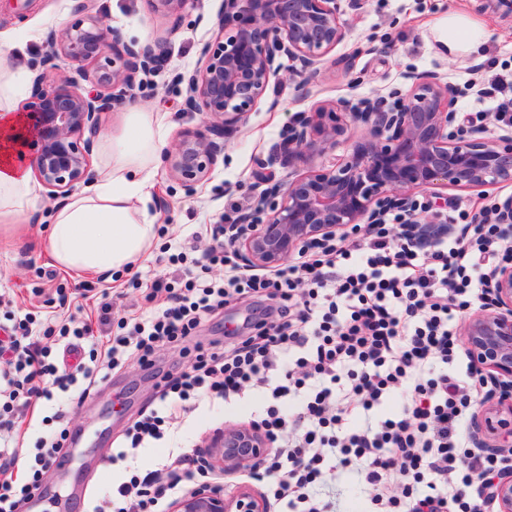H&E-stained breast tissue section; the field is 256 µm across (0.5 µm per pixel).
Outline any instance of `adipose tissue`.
Listing matches in <instances>:
<instances>
[{
    "instance_id": "obj_1",
    "label": "adipose tissue",
    "mask_w": 512,
    "mask_h": 512,
    "mask_svg": "<svg viewBox=\"0 0 512 512\" xmlns=\"http://www.w3.org/2000/svg\"><path fill=\"white\" fill-rule=\"evenodd\" d=\"M483 39L478 23L462 14L448 17L442 39L451 54L476 51ZM21 44L0 43V222L20 224L36 209L39 188L14 134L21 119L15 102L28 87ZM167 115L133 107L121 131L104 137L103 168L77 197L56 207L47 235L48 254L78 275L120 273L131 269L151 248L156 226L147 205L156 161L165 144Z\"/></svg>"
}]
</instances>
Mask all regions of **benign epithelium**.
<instances>
[{
    "label": "benign epithelium",
    "mask_w": 512,
    "mask_h": 512,
    "mask_svg": "<svg viewBox=\"0 0 512 512\" xmlns=\"http://www.w3.org/2000/svg\"><path fill=\"white\" fill-rule=\"evenodd\" d=\"M83 11L50 32L43 66L54 69L61 57L80 68L92 65L101 90L85 92L72 77L40 73L19 135L21 155L31 156L40 179L59 196L85 178L93 147L85 132L98 130L103 115L139 84V74L166 63L152 46L110 35L91 5ZM217 20L223 37L203 47V68L174 76L186 85V110L204 116L203 126L185 129L167 151L170 170L189 195L223 152L219 140L246 123L271 78L283 70L293 78L316 75L320 59L347 34L338 0H221ZM284 57L290 65H283ZM408 79V93L395 102L370 100L349 112L328 103L288 125L274 147L288 163L332 153L351 125L365 127L369 137L330 164L277 181L259 196L253 212L240 217L244 229L234 238L244 266L285 265L305 242L334 238L352 224H373L392 210L407 213L429 237L435 227L416 212L415 193L512 183V133L489 140L484 126L458 124L457 114L448 111V86L416 74ZM485 288L490 301L465 318L462 343L474 367L504 394L480 403L471 435L482 448L511 451L512 263L492 266ZM269 451L255 428L228 425L198 454L208 467L231 475ZM492 496L497 512H512L511 469L496 477ZM171 512H268V503L250 485L226 493L201 484L175 500Z\"/></svg>",
    "instance_id": "benign-epithelium-1"
}]
</instances>
